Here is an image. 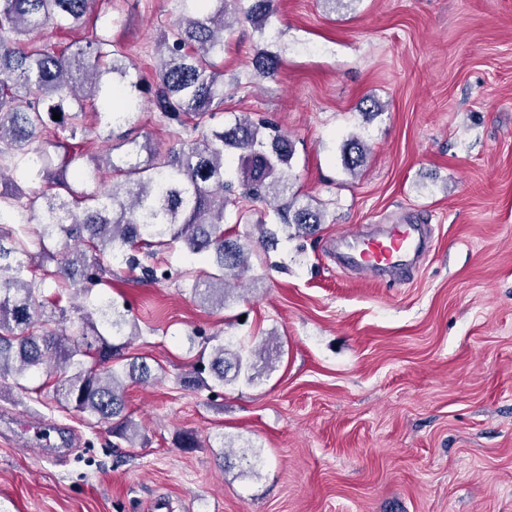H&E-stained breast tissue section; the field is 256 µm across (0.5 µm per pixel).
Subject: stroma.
I'll return each instance as SVG.
<instances>
[{
    "label": "stroma",
    "instance_id": "1",
    "mask_svg": "<svg viewBox=\"0 0 512 512\" xmlns=\"http://www.w3.org/2000/svg\"><path fill=\"white\" fill-rule=\"evenodd\" d=\"M272 39L224 34L225 116L275 120L291 183L324 208L313 237L255 249L227 308L180 278L112 271L160 365L128 384L136 445L0 382V512H512V0H276ZM99 27L151 77L180 0H97ZM275 53L259 76L257 48ZM382 111L367 110L365 98ZM89 117L84 162L124 154ZM366 141L357 175L344 143ZM429 225L403 280L337 265V241L374 224ZM275 335L252 383L190 390L192 336L248 346ZM56 430L43 446L27 430ZM200 446L186 452L182 433ZM257 456L225 467L224 447Z\"/></svg>",
    "mask_w": 512,
    "mask_h": 512
}]
</instances>
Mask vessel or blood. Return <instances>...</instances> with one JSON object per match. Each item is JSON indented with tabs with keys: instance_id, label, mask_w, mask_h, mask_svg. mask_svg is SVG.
<instances>
[{
	"instance_id": "vessel-or-blood-1",
	"label": "vessel or blood",
	"mask_w": 512,
	"mask_h": 512,
	"mask_svg": "<svg viewBox=\"0 0 512 512\" xmlns=\"http://www.w3.org/2000/svg\"><path fill=\"white\" fill-rule=\"evenodd\" d=\"M427 250V238L418 225L398 224L382 235H355L346 261L360 273L376 276L389 270H413Z\"/></svg>"
}]
</instances>
